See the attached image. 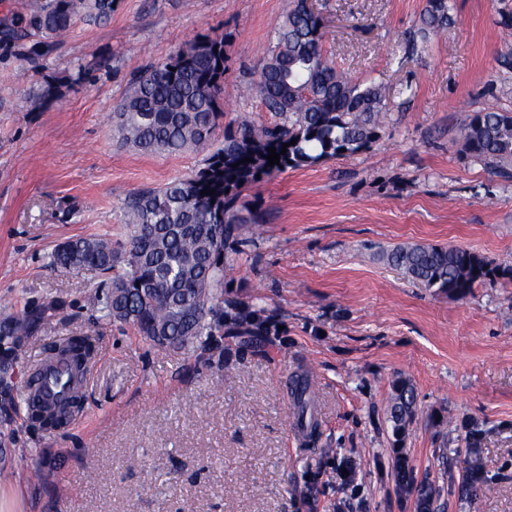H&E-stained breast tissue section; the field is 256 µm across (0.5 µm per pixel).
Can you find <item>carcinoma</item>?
I'll return each instance as SVG.
<instances>
[{
	"mask_svg": "<svg viewBox=\"0 0 512 512\" xmlns=\"http://www.w3.org/2000/svg\"><path fill=\"white\" fill-rule=\"evenodd\" d=\"M114 6L115 0H28L26 25L46 54L78 20L107 18ZM449 21L448 0H426L418 33L426 42ZM322 27L321 16L308 12L305 0H289L257 86L267 110L282 119L272 127L222 126V37L197 34L167 60L149 64L129 79L117 112L121 142L148 154L206 151L204 166L162 187L129 195L123 203L126 244H114L108 235L78 238L69 249L53 250L50 263L65 271H98L104 277L100 287L106 289L105 315L133 326L155 348L205 346L229 323L255 324V315L243 316L224 300V259L247 245L245 225L257 223V216L241 215L242 188L290 167L355 155L379 137L385 97L376 84L354 81L337 70L324 54ZM221 126L224 144L212 151ZM461 140L468 155L512 181L511 113L467 116ZM285 143L289 147L283 155ZM270 147L280 154L274 166L266 159ZM204 189L216 193L203 196ZM381 259L413 283L458 298L477 284L507 275L480 255L452 245L406 243L382 252ZM33 322L32 314L20 315L0 325V336L19 348ZM94 349L89 333L70 336L58 348L69 365V395L62 402L42 400L37 374L31 375L27 407L35 426L62 429L82 407L83 379ZM289 390L301 421L312 404L308 375L293 377ZM413 401L411 389L398 388L390 407L398 436L405 432Z\"/></svg>",
	"mask_w": 512,
	"mask_h": 512,
	"instance_id": "carcinoma-1",
	"label": "carcinoma"
}]
</instances>
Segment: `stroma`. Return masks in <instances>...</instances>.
<instances>
[{
	"mask_svg": "<svg viewBox=\"0 0 512 512\" xmlns=\"http://www.w3.org/2000/svg\"><path fill=\"white\" fill-rule=\"evenodd\" d=\"M426 0H317L323 49L389 110L366 150L248 185L259 227L230 254L224 296L257 312L259 346L233 329L158 353L101 310V277L50 264L62 242H125L130 194L197 171L203 154L121 145L113 114L131 73L196 34L225 42L224 120L278 123L257 84L288 0H117L48 55L0 43V322L43 316L18 356L0 347V487L16 512H512V279L453 298L380 259L404 243L455 245L512 269V181L460 149L466 115L512 113L500 57L512 0H451L421 41ZM94 335L86 404L64 430L33 427L24 381L67 337ZM312 382L302 436L288 383ZM415 404L403 437L390 405ZM406 459L414 488L400 490ZM356 471L355 488L338 472ZM398 393L390 407V417L394 423V430L397 436L405 432L406 418L412 412L414 401L413 391L405 386L397 389Z\"/></svg>",
	"mask_w": 512,
	"mask_h": 512,
	"instance_id": "1",
	"label": "stroma"
}]
</instances>
